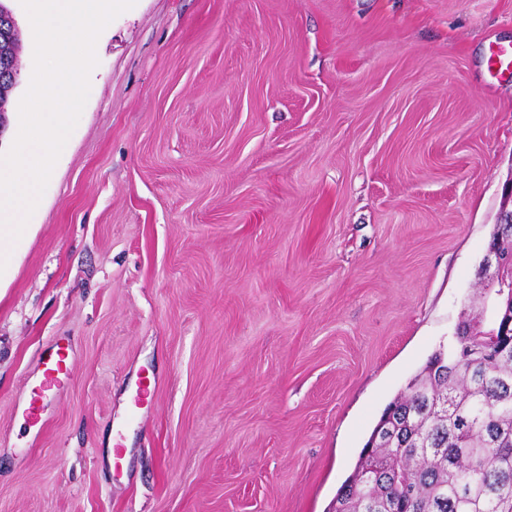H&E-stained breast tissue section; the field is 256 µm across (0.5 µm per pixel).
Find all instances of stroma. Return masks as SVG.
Returning <instances> with one entry per match:
<instances>
[{
    "label": "stroma",
    "mask_w": 512,
    "mask_h": 512,
    "mask_svg": "<svg viewBox=\"0 0 512 512\" xmlns=\"http://www.w3.org/2000/svg\"><path fill=\"white\" fill-rule=\"evenodd\" d=\"M8 5L5 149L33 69ZM494 44L512 0H137L111 22L0 287V512H330L476 309L512 180Z\"/></svg>",
    "instance_id": "1"
}]
</instances>
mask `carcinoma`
<instances>
[{"mask_svg":"<svg viewBox=\"0 0 512 512\" xmlns=\"http://www.w3.org/2000/svg\"><path fill=\"white\" fill-rule=\"evenodd\" d=\"M16 29L0 33L15 61ZM485 337L436 351L385 410L333 512H512V336L483 355ZM408 472L411 492L395 482Z\"/></svg>","mask_w":512,"mask_h":512,"instance_id":"obj_1","label":"carcinoma"}]
</instances>
